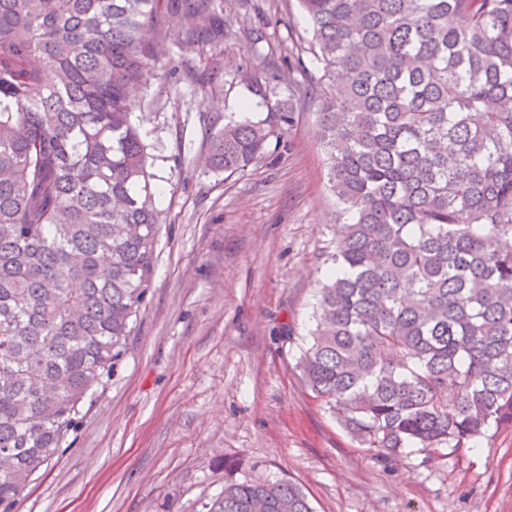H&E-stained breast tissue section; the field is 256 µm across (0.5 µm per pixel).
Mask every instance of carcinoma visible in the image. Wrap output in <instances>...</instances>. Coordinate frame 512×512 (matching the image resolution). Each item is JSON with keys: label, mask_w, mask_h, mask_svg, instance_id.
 I'll return each instance as SVG.
<instances>
[{"label": "carcinoma", "mask_w": 512, "mask_h": 512, "mask_svg": "<svg viewBox=\"0 0 512 512\" xmlns=\"http://www.w3.org/2000/svg\"><path fill=\"white\" fill-rule=\"evenodd\" d=\"M320 139L349 215L298 367L359 444L467 448L512 424V0H298ZM224 42V0H0V512L76 432L152 284L161 140L130 93L168 82L161 12ZM214 129L205 165L288 150L300 94ZM209 512H313L230 483Z\"/></svg>", "instance_id": "cac0c4a2"}]
</instances>
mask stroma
Listing matches in <instances>:
<instances>
[{
    "mask_svg": "<svg viewBox=\"0 0 512 512\" xmlns=\"http://www.w3.org/2000/svg\"><path fill=\"white\" fill-rule=\"evenodd\" d=\"M224 23L220 49H186L180 17L161 16L180 80L137 92L165 143L152 288L121 365L16 512H208L226 483L278 478L314 512H512V425L383 461L305 385L297 361L343 222L318 99L299 103L289 151L233 175L202 164L215 124L265 117L252 81L276 100L322 71L297 0H224Z\"/></svg>",
    "mask_w": 512,
    "mask_h": 512,
    "instance_id": "35a3bbf8",
    "label": "stroma"
}]
</instances>
